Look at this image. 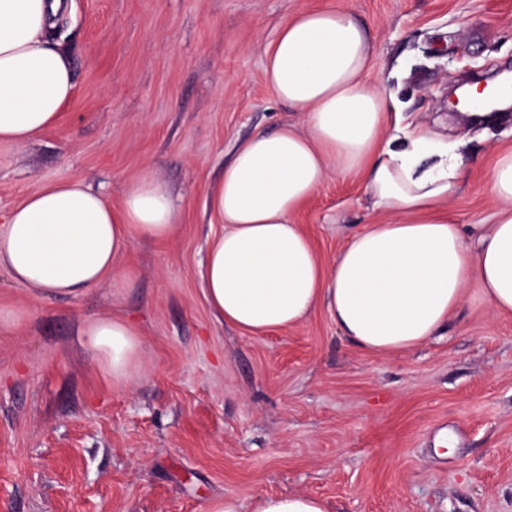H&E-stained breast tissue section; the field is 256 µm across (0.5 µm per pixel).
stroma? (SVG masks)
<instances>
[{"label": "stroma", "instance_id": "obj_1", "mask_svg": "<svg viewBox=\"0 0 512 512\" xmlns=\"http://www.w3.org/2000/svg\"><path fill=\"white\" fill-rule=\"evenodd\" d=\"M350 7L370 29V82L405 122L454 143L468 167L450 204L467 239L488 229L486 190L512 119L469 125L448 83L512 72V0H73L59 40L76 82L59 123L0 146V211L79 176L120 205L151 172L180 203L161 241L138 240L77 300L40 298L0 267V512H208L305 493L330 512H512V314L475 297L441 336L360 352L325 308L253 336L216 320L199 278L219 232L211 186L241 143L295 121L264 77L281 24L302 8ZM358 179L329 178L295 215L325 264L384 222ZM122 318L142 346L113 385L81 330ZM457 440L435 451L442 431Z\"/></svg>", "mask_w": 512, "mask_h": 512}]
</instances>
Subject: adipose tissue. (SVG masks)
I'll use <instances>...</instances> for the list:
<instances>
[{"label":"adipose tissue","instance_id":"ef3b65f1","mask_svg":"<svg viewBox=\"0 0 512 512\" xmlns=\"http://www.w3.org/2000/svg\"><path fill=\"white\" fill-rule=\"evenodd\" d=\"M70 8L0 0V146L26 145L71 101V60L51 36ZM373 49L348 9L303 10L280 27L265 80L302 121L247 139L208 195L221 230L201 277L220 321L260 335L322 306L361 352L393 354L439 336L468 291L493 313H512V150L488 183L495 219L469 246L448 214L464 161L420 127L388 137L397 108L366 79ZM333 175L362 178L390 220L354 233L327 267L292 217ZM177 219L173 194L148 172L118 209L83 178L50 182L0 212V267L35 295L75 300L117 276L125 248L166 238ZM84 336L113 384L135 382L141 343L130 324L91 320Z\"/></svg>","mask_w":512,"mask_h":512}]
</instances>
